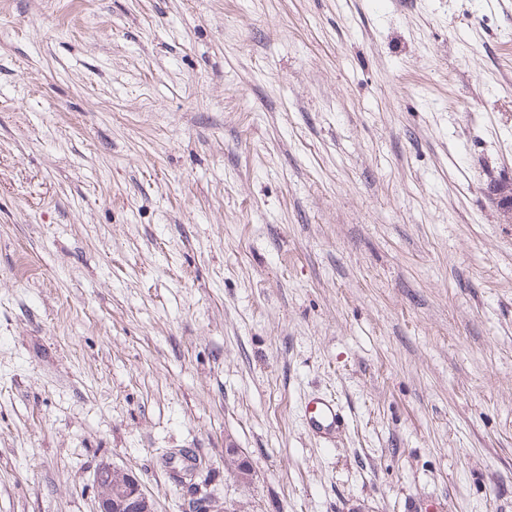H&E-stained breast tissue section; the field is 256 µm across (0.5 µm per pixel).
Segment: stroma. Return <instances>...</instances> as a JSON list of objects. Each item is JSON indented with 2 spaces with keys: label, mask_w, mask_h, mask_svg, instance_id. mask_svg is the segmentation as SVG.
Here are the masks:
<instances>
[{
  "label": "stroma",
  "mask_w": 512,
  "mask_h": 512,
  "mask_svg": "<svg viewBox=\"0 0 512 512\" xmlns=\"http://www.w3.org/2000/svg\"><path fill=\"white\" fill-rule=\"evenodd\" d=\"M510 178L512 0H0V512H512ZM314 405L309 413L307 425L309 430L323 439H330L343 422V415L336 401L331 397H313L310 401ZM98 487L95 512H154L139 479L132 473L110 465L96 474Z\"/></svg>",
  "instance_id": "1"
}]
</instances>
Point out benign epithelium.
Here are the masks:
<instances>
[{
	"label": "benign epithelium",
	"mask_w": 512,
	"mask_h": 512,
	"mask_svg": "<svg viewBox=\"0 0 512 512\" xmlns=\"http://www.w3.org/2000/svg\"><path fill=\"white\" fill-rule=\"evenodd\" d=\"M492 193L496 196L504 223L511 224L512 183L500 182L492 188ZM226 453L232 459L237 476L248 478L251 475L250 464L240 458L238 450L231 447ZM96 484L98 495L95 512H154L153 504L139 479L131 472L104 465L96 474Z\"/></svg>",
	"instance_id": "obj_1"
}]
</instances>
